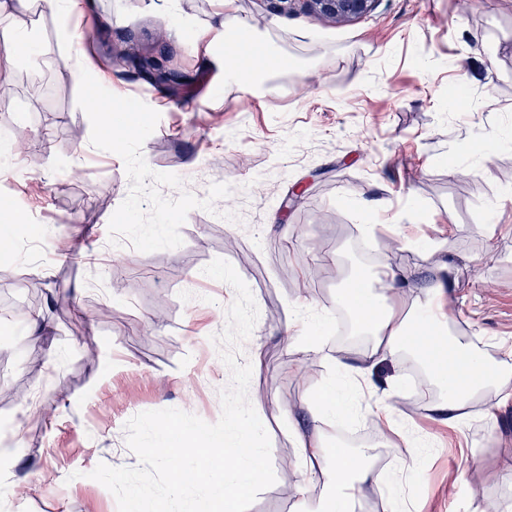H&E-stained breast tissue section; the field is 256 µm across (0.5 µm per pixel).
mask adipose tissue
<instances>
[{
  "label": "adipose tissue",
  "mask_w": 512,
  "mask_h": 512,
  "mask_svg": "<svg viewBox=\"0 0 512 512\" xmlns=\"http://www.w3.org/2000/svg\"><path fill=\"white\" fill-rule=\"evenodd\" d=\"M403 281V275L391 269L378 279L353 275L337 298L349 308L356 325L370 335L374 349L391 357L407 353L420 362L440 390L434 412L448 424L460 425L461 410L468 402L491 385L512 380V363H494L472 351L467 343L452 337L449 322L433 314V302L449 287L448 278L431 279L423 287L421 299L408 307L399 301ZM336 368L340 382L326 383L308 407L312 422L344 419L351 411L349 393L363 391L367 385L363 370L341 360ZM297 455L306 474L318 473L324 479L328 496L318 512H354L365 486L394 487L399 483L396 475L372 465L366 448H339L331 454L321 441L301 439ZM327 457L332 460L328 467L323 464Z\"/></svg>",
  "instance_id": "1"
}]
</instances>
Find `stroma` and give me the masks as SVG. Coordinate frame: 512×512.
Wrapping results in <instances>:
<instances>
[{"label":"stroma","mask_w":512,"mask_h":512,"mask_svg":"<svg viewBox=\"0 0 512 512\" xmlns=\"http://www.w3.org/2000/svg\"><path fill=\"white\" fill-rule=\"evenodd\" d=\"M83 25L62 34L36 0L0 18L5 37L34 32L36 57L0 66V134L25 126L38 164L0 155V205L25 223L0 226V512H118L90 473L99 463L134 467L126 422L178 408L207 423L222 415L230 371L213 341L227 323L234 289L204 274L229 262L249 286L259 316L238 363L254 364L248 396L273 448L275 483L249 512H316L306 499L298 438L342 439L313 425L307 403L336 375L335 356L370 369L372 390L352 396L360 445L373 465L406 477L414 512H487L512 504V386L464 409L466 441L432 412V398L408 390L411 356L375 360L336 290L355 269L392 268L413 303L427 277L455 267L436 304L452 333L494 358L512 349V0H379L369 15L332 24L235 0L232 25L269 35L304 70L273 76L281 92L225 87L223 67L203 68L191 38L213 22L216 0H88ZM183 62L189 90L163 97L143 80L105 76L116 95L148 106L164 101L141 152L156 172L178 175L206 198L231 186L224 209L236 221L192 209L181 246L151 253L108 223L129 192L123 159L94 147L77 103L70 65H95L108 42L151 43ZM456 174H449V167ZM36 303L40 338L15 311ZM110 307L88 322L81 311ZM310 306L317 352L288 346ZM390 406L404 431L377 427L375 404Z\"/></svg>","instance_id":"35a3bbf8"}]
</instances>
